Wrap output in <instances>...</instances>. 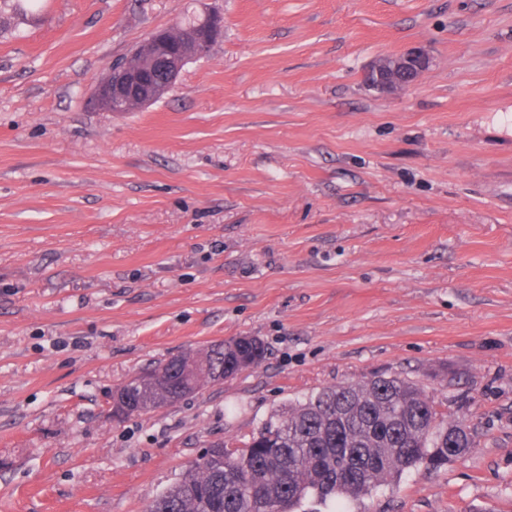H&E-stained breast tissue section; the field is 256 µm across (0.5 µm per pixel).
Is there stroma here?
I'll return each mask as SVG.
<instances>
[{"label": "stroma", "mask_w": 512, "mask_h": 512, "mask_svg": "<svg viewBox=\"0 0 512 512\" xmlns=\"http://www.w3.org/2000/svg\"><path fill=\"white\" fill-rule=\"evenodd\" d=\"M211 10L162 99L89 105ZM413 47L418 82L365 86ZM240 335L258 367L108 416L142 368ZM377 373L473 445L348 512H512V0H0V512H144L208 442ZM430 63L429 53L421 47L400 54L384 55L367 69L364 83L371 90L392 94L413 84Z\"/></svg>", "instance_id": "stroma-1"}]
</instances>
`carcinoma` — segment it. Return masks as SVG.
Returning <instances> with one entry per match:
<instances>
[{"label": "carcinoma", "instance_id": "cac0c4a2", "mask_svg": "<svg viewBox=\"0 0 512 512\" xmlns=\"http://www.w3.org/2000/svg\"><path fill=\"white\" fill-rule=\"evenodd\" d=\"M265 353L259 338L233 336L149 365L126 397L148 414L258 366ZM471 445L468 426L448 421L419 384L374 376L284 405L243 446L226 441L203 453L146 512H297L308 498L360 501Z\"/></svg>", "mask_w": 512, "mask_h": 512}]
</instances>
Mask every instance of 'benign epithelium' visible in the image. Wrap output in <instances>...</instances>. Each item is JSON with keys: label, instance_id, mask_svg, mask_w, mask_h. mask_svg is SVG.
Returning <instances> with one entry per match:
<instances>
[{"label": "benign epithelium", "instance_id": "obj_1", "mask_svg": "<svg viewBox=\"0 0 512 512\" xmlns=\"http://www.w3.org/2000/svg\"><path fill=\"white\" fill-rule=\"evenodd\" d=\"M223 18L208 12L194 26H174L152 32L144 41L148 55L140 60L126 56L108 67V77L91 93V104L101 112L124 103L127 110H141L155 102L176 82L183 67L203 55L218 40ZM431 63L429 53L411 48L377 58L365 72L364 83L380 93L392 94L413 84Z\"/></svg>", "mask_w": 512, "mask_h": 512}]
</instances>
